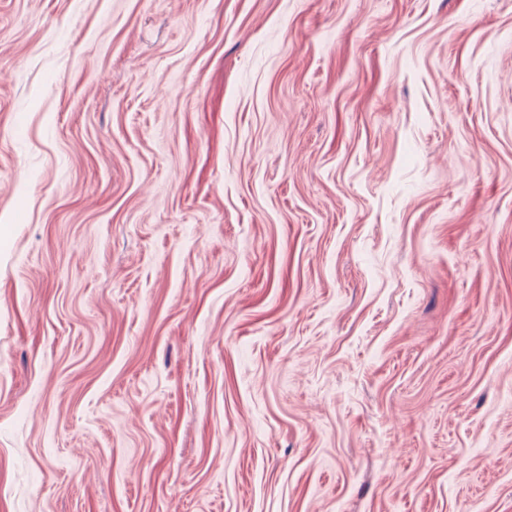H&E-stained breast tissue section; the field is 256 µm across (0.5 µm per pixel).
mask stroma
<instances>
[{"label": "stroma", "mask_w": 512, "mask_h": 512, "mask_svg": "<svg viewBox=\"0 0 512 512\" xmlns=\"http://www.w3.org/2000/svg\"><path fill=\"white\" fill-rule=\"evenodd\" d=\"M0 512H512V0H0Z\"/></svg>", "instance_id": "1"}]
</instances>
